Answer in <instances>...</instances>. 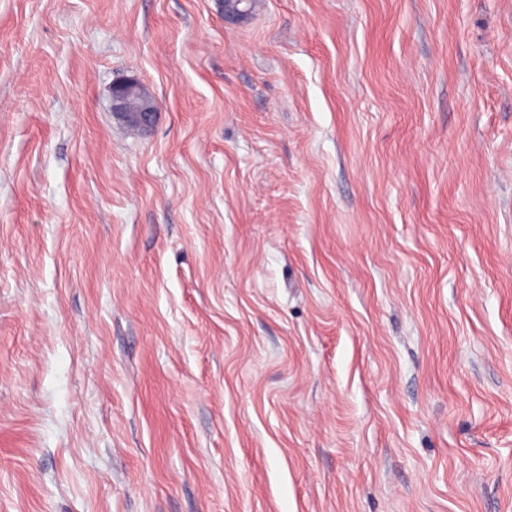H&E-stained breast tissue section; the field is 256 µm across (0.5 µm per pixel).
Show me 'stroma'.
I'll return each mask as SVG.
<instances>
[{"label": "stroma", "instance_id": "obj_1", "mask_svg": "<svg viewBox=\"0 0 512 512\" xmlns=\"http://www.w3.org/2000/svg\"><path fill=\"white\" fill-rule=\"evenodd\" d=\"M0 512H512V0H0ZM160 110L153 97L136 78H126L112 86V112L128 125L148 128Z\"/></svg>", "mask_w": 512, "mask_h": 512}]
</instances>
